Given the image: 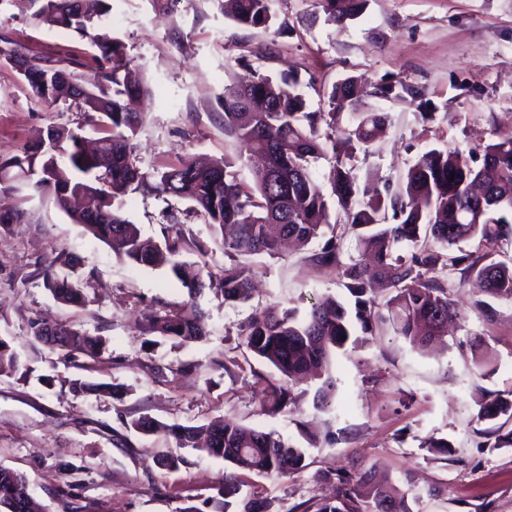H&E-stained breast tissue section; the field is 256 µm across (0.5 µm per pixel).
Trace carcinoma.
<instances>
[{
    "label": "carcinoma",
    "instance_id": "obj_1",
    "mask_svg": "<svg viewBox=\"0 0 512 512\" xmlns=\"http://www.w3.org/2000/svg\"><path fill=\"white\" fill-rule=\"evenodd\" d=\"M34 13L38 25L68 31L97 49L94 64L83 81L67 67L27 57L37 73L68 79L65 86L42 87L26 79L33 97L50 108L63 101L87 117L99 134V153L84 149L82 126L51 127L41 148L26 147L22 154L0 161V173L13 168L28 171L37 191H50L60 208L92 238L112 245L128 262L147 268L167 267L193 295L209 286L224 302L245 304L252 298L248 268L231 263L217 275L202 264L191 273L176 260L178 243L144 238L122 211L130 190L146 196L173 197L189 203L187 212L201 215L216 228L231 227L224 240L228 257L274 255L282 241L307 244L331 229V208L313 164L330 159L328 182L343 223L357 233L361 255L341 260L342 236L331 233L315 254L317 263L341 269L347 299L312 307L302 319L291 311L255 310L242 325L247 349L272 365L280 379L268 382V398L261 405L278 411L294 402L288 381L313 372L322 378L314 404L327 408L335 388L330 367L333 354L347 344L381 335L388 323L396 335L416 348H425L441 336L458 311L448 297V271L476 277L484 297L473 308L486 321L498 310L490 300L512 302V257L498 258L494 246L512 238V138L492 141L480 151L456 147L432 148L408 168L397 183L386 179L373 192L360 190L355 157L368 154L385 123L379 112L352 113L354 127H340L336 102L350 100L354 81L348 77L333 85L327 107L308 110L295 89L297 80L277 81L246 65V74L224 88V134L261 158L254 171V190L238 182L226 157L208 164L182 161L166 171H145L132 154L141 115L127 102L147 92L130 77L123 41L108 32L105 16L111 0H98L97 16L81 13L80 0H40ZM368 0H322L328 20L343 25L359 17ZM224 13L247 28L269 29L276 21L273 0H224ZM479 240L485 251L470 252L461 243ZM68 271L51 267L44 273L47 289L61 303L88 302L84 282L76 272L78 261L64 262ZM67 355L94 358L105 348L100 336L74 327H59ZM146 331L182 341L203 336L200 315L193 306L157 309L146 320ZM16 367L9 342L0 338V374ZM512 419V399L498 397L480 406L478 420ZM211 438L203 451L232 468L286 478L303 467L305 450L290 440L230 420L213 421ZM338 505L317 512H398V495L390 484H376L373 468L337 477ZM29 490L26 477L0 467V501Z\"/></svg>",
    "mask_w": 512,
    "mask_h": 512
}]
</instances>
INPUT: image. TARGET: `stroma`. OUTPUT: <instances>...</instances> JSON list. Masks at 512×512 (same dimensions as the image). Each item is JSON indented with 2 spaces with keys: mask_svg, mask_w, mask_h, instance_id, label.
Listing matches in <instances>:
<instances>
[{
  "mask_svg": "<svg viewBox=\"0 0 512 512\" xmlns=\"http://www.w3.org/2000/svg\"><path fill=\"white\" fill-rule=\"evenodd\" d=\"M111 4L108 27L149 88L132 141L146 170L243 154L224 134L221 97L248 63L275 78L298 77L314 110L333 84L361 79L365 107L387 117L370 153L355 161L363 184L398 178L435 147L466 151L512 138V0H369L342 26L328 21L321 0H275L286 25L280 35L237 26L225 17L224 0ZM37 8L36 0H0V37L33 57L70 60V72L83 77L93 47L37 25ZM389 83L419 95L376 96ZM424 100L437 107L428 123ZM82 119L67 103L39 104L17 72L0 65V159L37 144L50 126H82ZM82 128L94 138L92 127ZM0 204L27 213L0 226V338L18 362L0 375V465L24 474L47 512H224L231 467L179 447L171 434L137 433L130 423L141 416L185 426L231 418L304 448L303 468L288 478L233 473L239 499L258 498L266 512H316L331 502L337 472L371 465L392 480L411 479V512H512V447H487L489 424L477 419L481 403L512 395V304L496 302L495 321L478 318L474 279L455 273L448 280L462 318L443 343L420 351L386 330L334 356L333 407L316 408L317 385L305 382L294 404L265 414V380L275 371L249 353L239 326L270 305L301 318L325 298L344 297L339 269L313 259L320 241L242 258L254 293L236 305L208 290L189 297L171 273L129 264L73 223L51 194L19 184L0 193ZM166 208L131 191L123 212L143 237L160 240L171 232ZM182 233L180 260L220 272V229L187 215ZM68 255L80 258L89 281L83 307L60 303L44 286L45 267ZM186 303L203 312L202 339L145 333L150 311ZM35 321L71 324L105 338L106 348L96 358L67 357L31 337ZM474 335L495 354L490 374L474 365ZM82 382L114 393L79 390ZM430 437L448 440L450 453L424 447ZM432 486L441 495L429 496Z\"/></svg>",
  "mask_w": 512,
  "mask_h": 512,
  "instance_id": "35a3bbf8",
  "label": "stroma"
}]
</instances>
